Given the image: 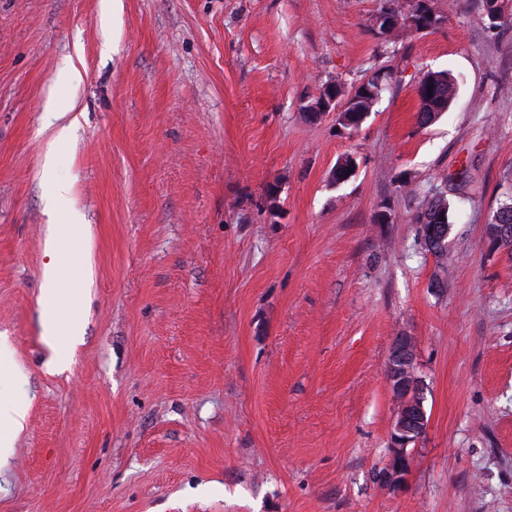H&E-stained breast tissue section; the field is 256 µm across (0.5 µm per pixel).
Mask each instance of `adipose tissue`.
<instances>
[{"instance_id": "obj_1", "label": "adipose tissue", "mask_w": 512, "mask_h": 512, "mask_svg": "<svg viewBox=\"0 0 512 512\" xmlns=\"http://www.w3.org/2000/svg\"><path fill=\"white\" fill-rule=\"evenodd\" d=\"M80 249L69 251L54 250L45 267L40 310L42 319V337L44 342L55 351L66 348L74 339L77 328L73 316H61L60 308L66 297L64 271L78 263Z\"/></svg>"}]
</instances>
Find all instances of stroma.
I'll return each mask as SVG.
<instances>
[{
    "mask_svg": "<svg viewBox=\"0 0 512 512\" xmlns=\"http://www.w3.org/2000/svg\"><path fill=\"white\" fill-rule=\"evenodd\" d=\"M385 4L0 0V400L28 407L0 512H512V252L486 238L512 186V6L493 26L429 0L435 25L384 39ZM440 71L455 95L420 124ZM375 77L357 131L308 119ZM50 150L80 223L46 209ZM437 187L441 257L414 222ZM77 240L84 333L60 359L38 298ZM398 336L428 425L390 486ZM429 81V84L426 82ZM418 85V98L431 85L434 88V96L431 98L422 97L419 108V121L427 124L435 120L441 112H445L451 101L456 86L455 78L448 72L429 73ZM327 87L328 86L307 105V114L312 121L318 120L325 112L336 108V100L338 98L336 88L331 86L328 90V94H326ZM435 213H440L442 220L438 224L442 233H447L451 230L452 222V209L446 195L442 191H435L429 196L424 207L416 214L414 218L415 224H432L429 220Z\"/></svg>",
    "mask_w": 512,
    "mask_h": 512,
    "instance_id": "obj_1",
    "label": "stroma"
}]
</instances>
